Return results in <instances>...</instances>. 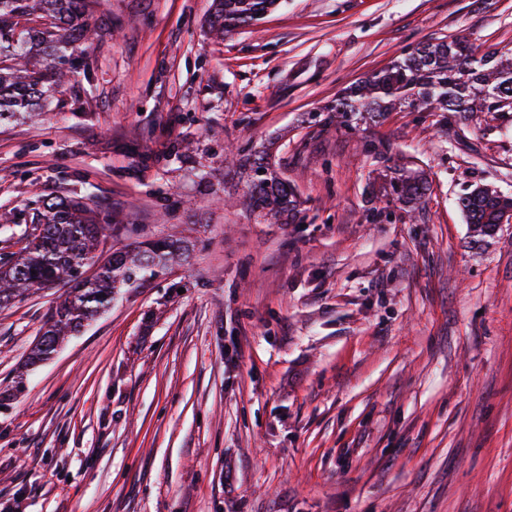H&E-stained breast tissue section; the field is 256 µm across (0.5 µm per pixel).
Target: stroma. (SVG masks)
<instances>
[{"label":"stroma","mask_w":512,"mask_h":512,"mask_svg":"<svg viewBox=\"0 0 512 512\" xmlns=\"http://www.w3.org/2000/svg\"><path fill=\"white\" fill-rule=\"evenodd\" d=\"M211 3L101 0L91 80L0 126V258L39 195L124 226L90 276L194 244L31 367L64 286L0 307V512H512V223L475 244L457 205L512 196V112L329 110L423 42L512 51V0H277L221 41ZM228 145L295 186L301 224L250 212ZM397 167L428 178L415 207Z\"/></svg>","instance_id":"stroma-1"}]
</instances>
